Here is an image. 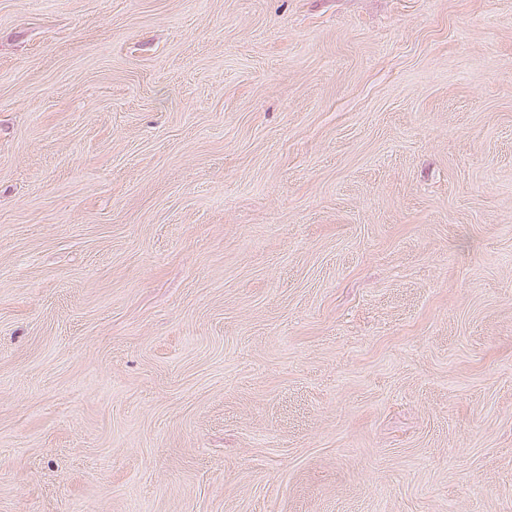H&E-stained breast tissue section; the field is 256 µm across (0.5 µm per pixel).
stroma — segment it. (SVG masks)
Wrapping results in <instances>:
<instances>
[{"instance_id":"obj_1","label":"stroma","mask_w":512,"mask_h":512,"mask_svg":"<svg viewBox=\"0 0 512 512\" xmlns=\"http://www.w3.org/2000/svg\"><path fill=\"white\" fill-rule=\"evenodd\" d=\"M0 512H512V0H0Z\"/></svg>"}]
</instances>
